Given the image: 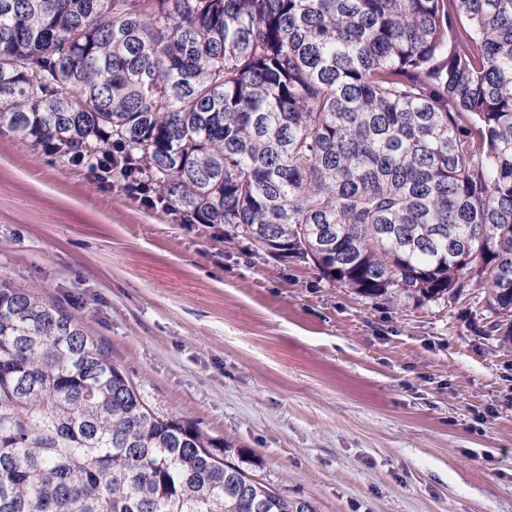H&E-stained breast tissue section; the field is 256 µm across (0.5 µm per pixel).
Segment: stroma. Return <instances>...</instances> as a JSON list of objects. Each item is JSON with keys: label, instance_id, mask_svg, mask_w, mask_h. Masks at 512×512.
Segmentation results:
<instances>
[{"label": "stroma", "instance_id": "35a3bbf8", "mask_svg": "<svg viewBox=\"0 0 512 512\" xmlns=\"http://www.w3.org/2000/svg\"><path fill=\"white\" fill-rule=\"evenodd\" d=\"M0 276L62 304L154 412L318 512H512V347L487 289L371 299L6 129Z\"/></svg>", "mask_w": 512, "mask_h": 512}]
</instances>
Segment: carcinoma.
<instances>
[{
  "label": "carcinoma",
  "instance_id": "cac0c4a2",
  "mask_svg": "<svg viewBox=\"0 0 512 512\" xmlns=\"http://www.w3.org/2000/svg\"><path fill=\"white\" fill-rule=\"evenodd\" d=\"M0 127L512 343V0H0ZM0 512H317L0 278Z\"/></svg>",
  "mask_w": 512,
  "mask_h": 512
}]
</instances>
